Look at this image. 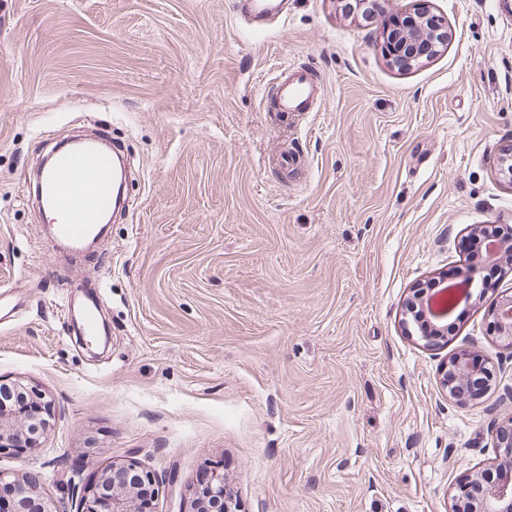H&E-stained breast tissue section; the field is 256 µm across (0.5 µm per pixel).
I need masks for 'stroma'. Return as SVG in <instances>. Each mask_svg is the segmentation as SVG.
Returning <instances> with one entry per match:
<instances>
[{
	"instance_id": "obj_1",
	"label": "stroma",
	"mask_w": 512,
	"mask_h": 512,
	"mask_svg": "<svg viewBox=\"0 0 512 512\" xmlns=\"http://www.w3.org/2000/svg\"><path fill=\"white\" fill-rule=\"evenodd\" d=\"M414 1L366 20L287 0L254 27L239 0H0V380L52 402L40 447L0 470L70 512L129 459L158 477L153 512H191L214 471L238 512H448L497 463L512 348L487 312L512 275L438 346L402 319L465 268L473 229L512 225V0H418L448 44L402 71L381 25ZM290 65L320 95L283 136L267 103ZM78 134L128 152L130 214L67 263L33 170ZM91 281L104 346L67 315ZM462 351L495 378L460 404L441 374Z\"/></svg>"
}]
</instances>
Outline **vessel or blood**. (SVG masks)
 Wrapping results in <instances>:
<instances>
[{
    "instance_id": "obj_1",
    "label": "vessel or blood",
    "mask_w": 512,
    "mask_h": 512,
    "mask_svg": "<svg viewBox=\"0 0 512 512\" xmlns=\"http://www.w3.org/2000/svg\"><path fill=\"white\" fill-rule=\"evenodd\" d=\"M316 93L310 74L294 68L281 76L270 108L280 117H295L307 111ZM39 186L42 204L62 217L56 226L57 234L71 244H80L112 209L115 200L112 157L94 143L74 142L43 171Z\"/></svg>"
}]
</instances>
